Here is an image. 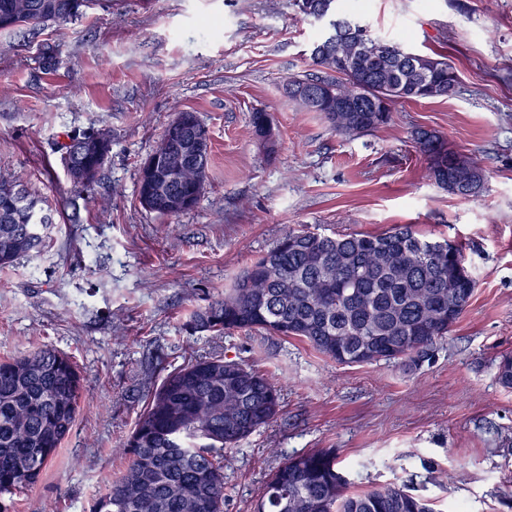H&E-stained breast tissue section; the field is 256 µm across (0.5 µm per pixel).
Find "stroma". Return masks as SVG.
I'll use <instances>...</instances> for the list:
<instances>
[{"mask_svg": "<svg viewBox=\"0 0 512 512\" xmlns=\"http://www.w3.org/2000/svg\"><path fill=\"white\" fill-rule=\"evenodd\" d=\"M83 13L0 31V177L22 178L54 216L40 255L0 268V359L48 347L83 383L70 433L12 512H88L125 470L118 448L165 368L212 354L281 390L277 419L224 454L226 512H253L287 456L321 448L351 492L406 483L435 512H512V389L495 379L512 355V0H364L372 34L448 56L459 88L396 103L389 124L350 138L283 94L314 72L320 31L292 0H89ZM257 110L275 154L250 123ZM182 111L210 132L208 180L193 210L164 218L140 204L138 172ZM99 129L112 136L104 177L74 188L59 145ZM416 129L476 155L484 191L462 199L422 179ZM403 224L461 245L477 281L431 358L340 365L296 339L189 334L191 314L287 229Z\"/></svg>", "mask_w": 512, "mask_h": 512, "instance_id": "35a3bbf8", "label": "stroma"}]
</instances>
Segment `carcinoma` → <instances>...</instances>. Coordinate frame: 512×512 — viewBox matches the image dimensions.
<instances>
[{
    "mask_svg": "<svg viewBox=\"0 0 512 512\" xmlns=\"http://www.w3.org/2000/svg\"><path fill=\"white\" fill-rule=\"evenodd\" d=\"M19 0H0V31L75 20V0H31L24 21ZM306 18L323 13L311 57L320 74L291 78L286 86L328 87L331 101L312 102L343 136L374 131L391 120L398 101L452 97L455 68L442 56L406 54L396 43L372 36L358 20L338 12L336 0H294ZM385 103L384 111L374 108ZM178 125L163 137L177 153L206 131L197 113H177ZM61 145L70 182L77 174L103 172V154L80 138ZM426 157L422 177L453 193L461 178L478 196L486 171L472 155L448 148L435 132H414ZM210 155L192 157L178 181L162 179L153 190L137 183L145 209L177 217L175 197L200 199ZM53 216L19 179L0 180V266L39 250ZM421 236L410 225L380 234L331 237L289 230L270 251L238 274L224 295L194 312L192 333L232 335L265 331L297 338L341 364L398 363L431 355L460 319L476 288L465 255L455 244ZM497 382L512 389V356L497 365ZM82 383L73 361L41 347L0 360V512L4 497L34 486L56 456L79 411ZM280 412V396L268 373L222 355L190 357L168 371L150 393L134 431L123 444L126 471L107 481L90 512H224V451L236 448ZM332 448L290 456L267 481L255 512H435L407 485L348 492Z\"/></svg>",
    "mask_w": 512,
    "mask_h": 512,
    "instance_id": "cac0c4a2",
    "label": "carcinoma"
}]
</instances>
